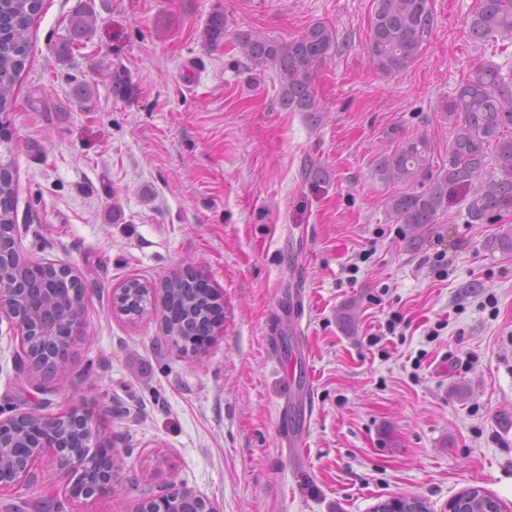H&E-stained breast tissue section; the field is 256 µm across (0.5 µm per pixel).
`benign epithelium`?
Segmentation results:
<instances>
[{
  "label": "benign epithelium",
  "instance_id": "1",
  "mask_svg": "<svg viewBox=\"0 0 512 512\" xmlns=\"http://www.w3.org/2000/svg\"><path fill=\"white\" fill-rule=\"evenodd\" d=\"M89 289L72 270L48 261L26 258L20 250L17 225L0 224V321L5 319L24 346L20 369L35 379L58 374L68 360L72 337L83 327ZM143 309L157 312L167 324V289L151 288ZM211 321L199 335L186 340L172 333L169 340L185 353H195L210 335ZM103 427L74 407L55 415L36 411L0 417V495L37 481V468L54 464L72 499L112 492L115 461L103 441ZM184 498L195 512H217L191 489L170 485L159 500L144 502L137 512H165L166 502Z\"/></svg>",
  "mask_w": 512,
  "mask_h": 512
}]
</instances>
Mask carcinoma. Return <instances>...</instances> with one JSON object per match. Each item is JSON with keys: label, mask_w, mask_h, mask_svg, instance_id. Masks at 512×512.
<instances>
[{"label": "carcinoma", "mask_w": 512, "mask_h": 512, "mask_svg": "<svg viewBox=\"0 0 512 512\" xmlns=\"http://www.w3.org/2000/svg\"><path fill=\"white\" fill-rule=\"evenodd\" d=\"M43 8V0H0V114L8 111L15 86L26 68L31 44V29ZM428 0H376L371 20L367 53L373 68L384 75L405 71L421 54L434 26ZM95 13L79 3L67 19V36L58 46V59L65 61L73 48L93 29ZM470 35L479 40L499 35L512 39V0H477L467 20ZM227 18L221 7L208 16L203 29L205 44L213 49L223 45ZM232 45L258 69L272 67L283 75L281 106L288 112H302L314 125L320 122L313 92L315 67L337 49L336 29L315 23L300 35L278 40L264 34L240 30ZM444 115L454 124L448 146V167L435 169L433 150L427 138L403 135L391 130L395 147L377 163L375 176L383 182L401 183L409 190L387 201L389 216L398 224L418 228L433 224L448 199V188L467 187L480 177L482 183L469 199L470 224H487L512 212V76L493 64L476 67L455 94L442 105ZM15 195L12 175L0 179V224L13 222ZM171 301L177 303L178 319L169 331L179 336L192 335L203 323L208 300L184 278L164 284ZM415 512L420 507L430 512L418 497H399L376 504L371 512ZM448 506L465 512H486L492 497L474 487L461 490Z\"/></svg>", "instance_id": "carcinoma-1"}]
</instances>
